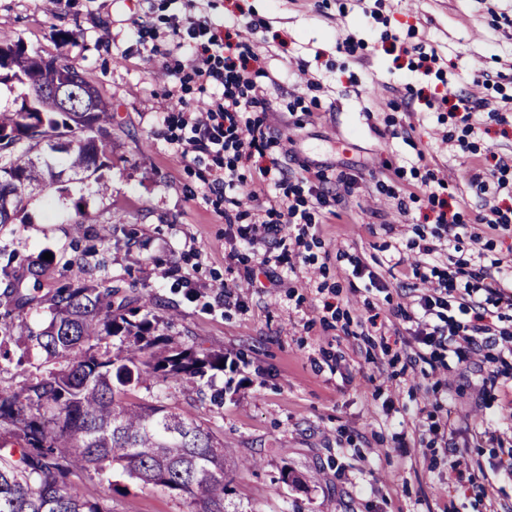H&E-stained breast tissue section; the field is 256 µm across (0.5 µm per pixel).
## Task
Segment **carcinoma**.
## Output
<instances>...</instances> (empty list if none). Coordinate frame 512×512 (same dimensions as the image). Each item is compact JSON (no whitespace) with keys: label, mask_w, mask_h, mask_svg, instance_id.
<instances>
[{"label":"carcinoma","mask_w":512,"mask_h":512,"mask_svg":"<svg viewBox=\"0 0 512 512\" xmlns=\"http://www.w3.org/2000/svg\"><path fill=\"white\" fill-rule=\"evenodd\" d=\"M58 61L71 85L67 102L42 86L25 87L14 111L0 110V224H11L24 197L51 190L56 176L95 172L112 160L103 135L112 106L67 58L16 51L0 63V83L21 80L42 61ZM65 140L56 148L52 139ZM52 319L35 330L0 316V335L25 336L16 352L0 341V363L29 372L28 350L65 365L20 389H0V512H112L109 497L88 498L71 477L85 472L108 490L111 470L123 469L143 485L179 496L189 512H224V439L194 415L161 401L152 382H175L204 394L201 380L220 371L224 353L179 345L157 333L159 319L131 306L110 286L79 282L50 299ZM118 339V352L98 345ZM143 388L144 398L131 391Z\"/></svg>","instance_id":"1"}]
</instances>
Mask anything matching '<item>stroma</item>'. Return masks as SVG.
I'll return each mask as SVG.
<instances>
[{
	"instance_id": "obj_1",
	"label": "stroma",
	"mask_w": 512,
	"mask_h": 512,
	"mask_svg": "<svg viewBox=\"0 0 512 512\" xmlns=\"http://www.w3.org/2000/svg\"><path fill=\"white\" fill-rule=\"evenodd\" d=\"M189 13L221 31L257 24L249 40L275 78L268 117L294 142L279 158L292 184L310 163L357 177L341 219L317 209L314 224L291 226L300 257L261 288L248 275L276 249L243 245L207 189L208 162L165 140L168 33ZM17 42L69 58L111 102L112 165L63 176L0 224V312L47 326L46 300L80 261L94 282L151 301L160 333L223 352L212 380L222 408L172 382L158 391L231 448L227 512H512V358L422 356L415 322L399 314L418 283L392 268L435 242L426 190L470 211L484 202L462 178V124L427 101L450 86L512 107V0H60L50 12L0 0V45ZM420 46L436 52L437 72L421 66ZM479 70L489 80L476 86ZM79 209L95 223H74ZM34 266L45 271L37 290ZM14 277L40 306L16 304ZM112 480L114 512H188L123 470Z\"/></svg>"
}]
</instances>
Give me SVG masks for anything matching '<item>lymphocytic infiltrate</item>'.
Instances as JSON below:
<instances>
[{
  "label": "lymphocytic infiltrate",
  "mask_w": 512,
  "mask_h": 512,
  "mask_svg": "<svg viewBox=\"0 0 512 512\" xmlns=\"http://www.w3.org/2000/svg\"><path fill=\"white\" fill-rule=\"evenodd\" d=\"M187 24V30H174V47L182 49V38L186 35L195 40L196 47L186 60H175L167 68V76L177 84L182 72L187 71L200 89L218 82L224 91L221 98L197 101L189 116H178L180 133L171 137L170 142L181 158L206 156L223 162L224 170L215 175L209 190L224 199L225 223L236 225L240 240L247 246L272 244L278 251L277 262L293 265L297 255L288 244L290 227L313 223L310 209L304 207L295 192H284L288 172L278 160L259 168V185L249 184L246 177L249 162L265 156L273 142L270 127L256 115L257 109L266 106L259 83L266 74L264 59L247 42L222 40L207 19L191 17ZM458 146L472 158L463 173L471 189L483 194L493 187L512 196V162L499 156L494 145H487L479 153L462 136ZM264 184L281 187V194L272 198L269 207L261 209L254 222L239 225L240 208L259 201ZM427 203L435 224L446 235L447 245L455 248L466 240L479 244L475 225L490 230L512 228V205L485 204L468 214L433 192L428 193ZM438 251L435 245L425 247L422 257L408 264L413 278L423 286L411 313L417 324L415 336L426 347L442 345L444 336H454L453 352L465 359L477 348L491 343L498 322L512 315V256L494 259L488 266L462 263L444 273L430 263L431 256ZM454 302L459 305L462 320L446 315Z\"/></svg>",
  "instance_id": "f902f5d3"
}]
</instances>
